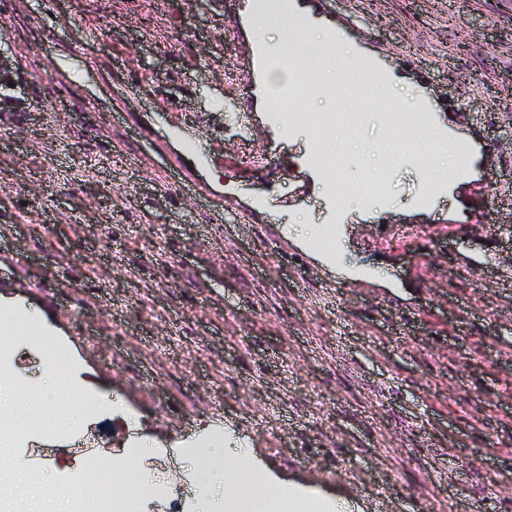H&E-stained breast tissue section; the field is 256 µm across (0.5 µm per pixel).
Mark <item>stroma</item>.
<instances>
[{
	"instance_id": "obj_1",
	"label": "stroma",
	"mask_w": 512,
	"mask_h": 512,
	"mask_svg": "<svg viewBox=\"0 0 512 512\" xmlns=\"http://www.w3.org/2000/svg\"><path fill=\"white\" fill-rule=\"evenodd\" d=\"M240 3L0 0V300L54 345L23 346L21 378L59 418L71 390L97 404L75 436L31 430L0 495L66 512L85 457L134 446L172 488L142 512H175L207 440L309 506L512 512V0H312L472 134L477 180L425 205L383 111L335 151L384 195L322 192L318 145L254 110Z\"/></svg>"
}]
</instances>
